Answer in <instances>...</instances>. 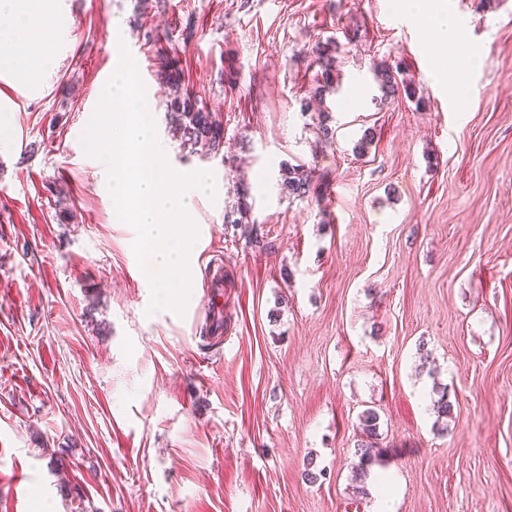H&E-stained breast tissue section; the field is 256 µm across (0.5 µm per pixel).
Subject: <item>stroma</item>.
Wrapping results in <instances>:
<instances>
[{"label":"stroma","mask_w":512,"mask_h":512,"mask_svg":"<svg viewBox=\"0 0 512 512\" xmlns=\"http://www.w3.org/2000/svg\"><path fill=\"white\" fill-rule=\"evenodd\" d=\"M134 5L65 0L41 89L0 77V512H373L352 468L369 408L394 512H512V0H445L482 56L459 104L398 0H165L145 28L197 33L151 44ZM330 38L336 87L302 112ZM124 46L168 167L215 177L180 315L149 312L80 143ZM166 57L223 120L221 156L182 150ZM382 60L414 97L382 100ZM298 163L327 174L318 199L283 193ZM241 180L265 247L224 224ZM438 397L432 401V411L436 415L435 424L439 425L442 431L448 430V419L452 420L454 416V405L449 400L448 390L443 388L436 391Z\"/></svg>","instance_id":"stroma-1"}]
</instances>
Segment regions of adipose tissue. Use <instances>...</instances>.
I'll return each instance as SVG.
<instances>
[{
	"label": "adipose tissue",
	"mask_w": 512,
	"mask_h": 512,
	"mask_svg": "<svg viewBox=\"0 0 512 512\" xmlns=\"http://www.w3.org/2000/svg\"><path fill=\"white\" fill-rule=\"evenodd\" d=\"M401 7L409 15L426 17L431 40L447 45L437 77L447 83L449 94H456L458 72L481 65L479 54L463 51L458 20L434 0H402ZM61 18V0H0V76L37 85L57 54Z\"/></svg>",
	"instance_id": "ef3b65f1"
}]
</instances>
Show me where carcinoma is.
Here are the masks:
<instances>
[{
    "instance_id": "1",
    "label": "carcinoma",
    "mask_w": 512,
    "mask_h": 512,
    "mask_svg": "<svg viewBox=\"0 0 512 512\" xmlns=\"http://www.w3.org/2000/svg\"><path fill=\"white\" fill-rule=\"evenodd\" d=\"M339 48L333 44L316 43L312 47V55L319 67L315 75L317 83L316 94L321 95L336 78V54ZM375 79L382 93V98L392 100L404 94L415 96L416 90L405 80L398 78V67L379 62L374 66ZM159 80L169 89L167 108L174 114L175 131L180 138L183 148L191 153H204L206 155H219L224 148V124L215 112H211L199 103L198 99L184 90L179 72L166 64L158 70ZM283 190L288 197L296 200H307L317 195L319 184L314 179V171L303 166H290L285 169L282 181ZM432 411L436 415L435 424L441 430H448V421L454 419V405L449 400L448 390H437V398L432 401ZM362 440L357 444L354 464L355 472L359 477L366 476L373 464L379 449L374 439L379 428V416L372 410H365L360 416Z\"/></svg>"
}]
</instances>
